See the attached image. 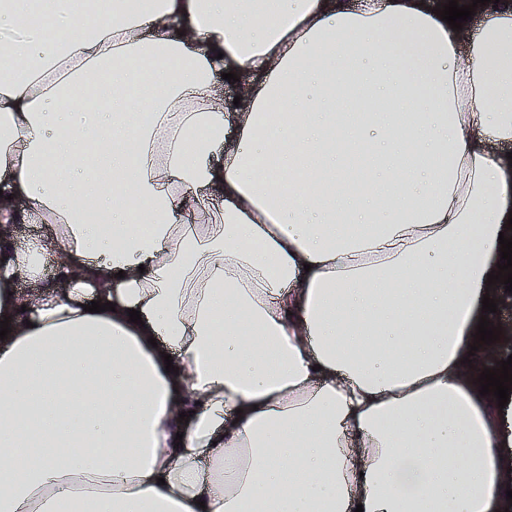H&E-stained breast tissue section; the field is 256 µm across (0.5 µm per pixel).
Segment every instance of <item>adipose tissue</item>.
I'll list each match as a JSON object with an SVG mask.
<instances>
[{
  "instance_id": "1",
  "label": "adipose tissue",
  "mask_w": 512,
  "mask_h": 512,
  "mask_svg": "<svg viewBox=\"0 0 512 512\" xmlns=\"http://www.w3.org/2000/svg\"><path fill=\"white\" fill-rule=\"evenodd\" d=\"M477 14L0 0V512H504L512 0ZM492 299H495V303L501 304L510 309V316L507 319L493 320V325H489L488 329L492 327H501V334L499 340L490 343L491 347H487V353L484 361L485 368L499 369L500 365H497L498 361H501V352H507L508 356L512 354V295L509 294L507 299L505 298L503 291L495 289Z\"/></svg>"
}]
</instances>
